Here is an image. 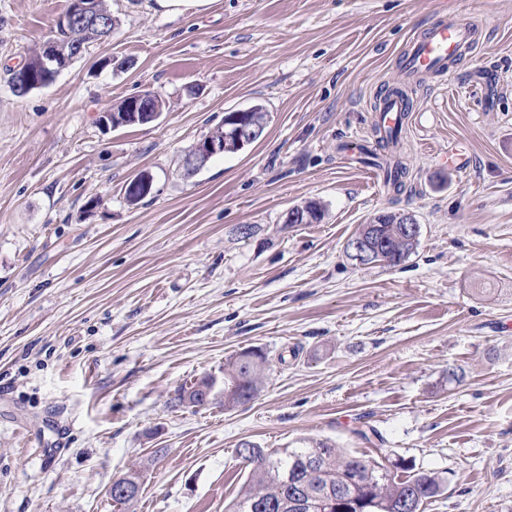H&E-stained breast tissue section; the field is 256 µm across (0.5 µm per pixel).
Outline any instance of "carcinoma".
<instances>
[{
    "instance_id": "obj_1",
    "label": "carcinoma",
    "mask_w": 512,
    "mask_h": 512,
    "mask_svg": "<svg viewBox=\"0 0 512 512\" xmlns=\"http://www.w3.org/2000/svg\"><path fill=\"white\" fill-rule=\"evenodd\" d=\"M65 17L67 14H62L57 23L60 38L56 39L54 58H48L46 50L42 49L33 53L26 62L49 83L57 77L59 65L75 60L72 40L68 39L69 27L63 25ZM129 115L131 112L123 100L107 111L106 119L120 127L140 124ZM243 116L263 127L271 120L270 113L261 105L246 109ZM406 172L402 158H397L394 168L387 174L394 191L404 190ZM403 219L401 214H391L387 223L378 228L380 239L391 246V266H398L408 259L418 244L416 240L410 241L401 236L399 222ZM267 370L266 355L259 349H246L229 356L224 361V394H234L240 389L257 394L267 378ZM195 386L193 381L179 387L176 400L182 405L200 406ZM247 445L264 464L254 465L247 489L226 512H257V501H281L294 493L306 503L302 512H336V504L328 493L338 489L344 491V512H400L402 503L410 498L416 499V512H423L424 504L438 494L441 486L439 478L432 473L402 476L396 472V463L388 467L328 441L307 439L294 448H262L251 441H243L239 447Z\"/></svg>"
}]
</instances>
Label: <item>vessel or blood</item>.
I'll return each mask as SVG.
<instances>
[{"mask_svg":"<svg viewBox=\"0 0 512 512\" xmlns=\"http://www.w3.org/2000/svg\"><path fill=\"white\" fill-rule=\"evenodd\" d=\"M478 43L479 30L471 15L463 13L439 15L429 29L413 36L402 53L403 79L398 91L381 96L374 107L379 131L404 126L423 77L441 76L449 85L460 84L463 76L456 65Z\"/></svg>","mask_w":512,"mask_h":512,"instance_id":"obj_1","label":"vessel or blood"}]
</instances>
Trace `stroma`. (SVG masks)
Wrapping results in <instances>:
<instances>
[{
  "label": "stroma",
  "instance_id": "stroma-1",
  "mask_svg": "<svg viewBox=\"0 0 512 512\" xmlns=\"http://www.w3.org/2000/svg\"><path fill=\"white\" fill-rule=\"evenodd\" d=\"M117 25L50 85L8 73L67 0H0V512H224L248 440H328L435 473L424 512H512V0H106ZM483 29L459 94L430 76L402 131L408 174L368 184L339 150L371 138L375 100L409 39L444 12ZM148 90L152 123L101 112ZM272 113L261 139L186 174L233 110ZM154 192L135 205L140 171ZM320 222L286 224L307 202ZM411 215L397 266L346 253L376 215ZM251 227L249 237L238 233ZM262 350L259 396L227 410L176 390ZM68 431L43 463L46 422Z\"/></svg>",
  "mask_w": 512,
  "mask_h": 512
}]
</instances>
